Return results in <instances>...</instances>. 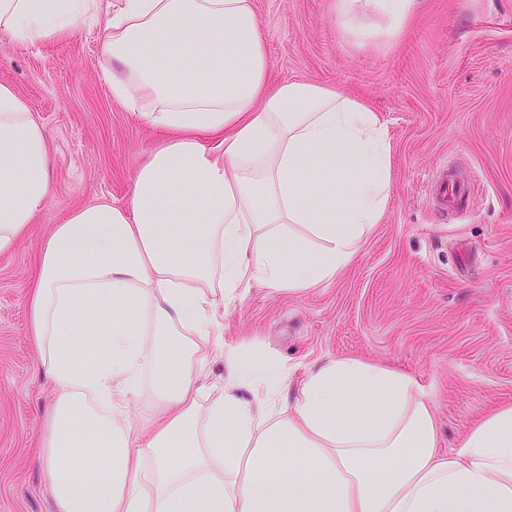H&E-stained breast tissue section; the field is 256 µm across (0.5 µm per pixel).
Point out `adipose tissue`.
I'll list each match as a JSON object with an SVG mask.
<instances>
[{
  "label": "adipose tissue",
  "mask_w": 512,
  "mask_h": 512,
  "mask_svg": "<svg viewBox=\"0 0 512 512\" xmlns=\"http://www.w3.org/2000/svg\"><path fill=\"white\" fill-rule=\"evenodd\" d=\"M414 3L332 0V18L353 35L377 16L390 44ZM85 24L101 27L113 100L163 137L124 202L53 225L29 287L58 393L41 440L56 512H512V405L446 452L431 393L406 373L340 358L294 377L224 347V313L252 282L318 287L383 222L393 145L378 113L315 83H271L253 0H119L105 13L99 0H0V36L16 44ZM317 155L358 173L338 210L307 188L336 181L311 167ZM49 158L44 127L0 83V252L45 209ZM80 336L99 337L96 366L73 350ZM158 336L173 337L167 351ZM213 356L228 377L206 403Z\"/></svg>",
  "instance_id": "adipose-tissue-1"
}]
</instances>
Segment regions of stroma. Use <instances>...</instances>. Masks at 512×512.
<instances>
[{
    "label": "stroma",
    "instance_id": "obj_1",
    "mask_svg": "<svg viewBox=\"0 0 512 512\" xmlns=\"http://www.w3.org/2000/svg\"><path fill=\"white\" fill-rule=\"evenodd\" d=\"M274 81H308L375 110L394 149L391 205L353 265L297 294L252 285L224 318L225 347L293 367L355 357L434 396L444 449L512 403V0H419L385 46L341 34L331 0H254ZM0 83L48 136L52 193L0 253V512H55L40 459L57 393L38 361L26 297L52 225L100 197L123 201L158 135L112 98L98 27L0 43ZM476 182L466 210L426 193Z\"/></svg>",
    "mask_w": 512,
    "mask_h": 512
}]
</instances>
